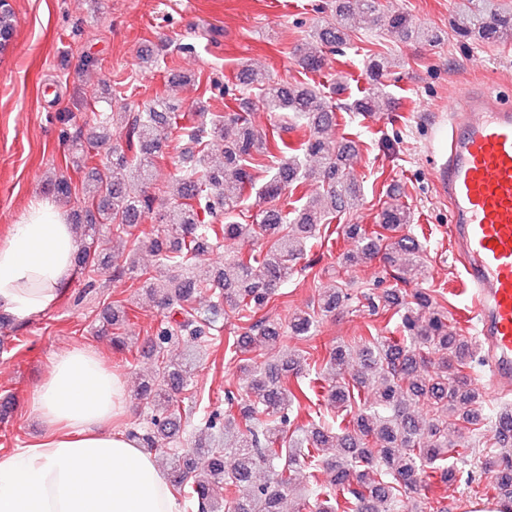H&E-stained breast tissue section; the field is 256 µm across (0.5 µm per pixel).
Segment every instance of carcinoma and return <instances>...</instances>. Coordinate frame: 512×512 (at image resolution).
<instances>
[{
    "instance_id": "obj_1",
    "label": "carcinoma",
    "mask_w": 512,
    "mask_h": 512,
    "mask_svg": "<svg viewBox=\"0 0 512 512\" xmlns=\"http://www.w3.org/2000/svg\"><path fill=\"white\" fill-rule=\"evenodd\" d=\"M12 9L8 0H0V51L13 34ZM380 25L391 33L420 41L434 39L432 31L413 24L408 14L380 12V0H337L334 13L318 23L305 41L294 47L302 68L322 70L327 52L351 45L356 25L361 21ZM457 37L482 43L512 40V7L497 0H467L454 22ZM395 66L382 53H371L366 60L368 87L335 103L317 86L282 85L251 65H240L237 80L262 95V107L292 121L290 128L307 130L293 144L276 142L278 155L271 152L270 138L255 129L251 113L211 112L207 101L198 99L192 112L174 111L167 99H159L142 112L123 110L112 113V124L125 130L127 147L139 151L128 155L112 151V165L92 168L85 196L95 211L88 213L80 228L79 245L74 257L78 272L103 266L107 261L123 260L117 273L142 283V289L174 318L155 330L150 352L164 349L188 336L198 340L218 327L223 307L255 313L265 308L277 287L294 273V261L315 239L317 227L330 224L337 215L356 205L361 185L351 165V147L324 138L336 125V112L352 117H371L390 107L385 79ZM178 126L186 142L198 148L199 166L179 172L175 179V202L159 214L165 225L163 239L151 242L157 267H178L186 273L173 275L158 283L155 276L138 265V245L131 243L126 254H103L99 241L103 230H112V241H127L133 228L153 212L155 197L148 193L152 184L155 154L166 127ZM221 145L224 162L206 163V148ZM322 159L321 166L308 168L309 157ZM265 170L268 179L258 184L255 170ZM313 183L320 192L307 197L299 208L285 212L265 209L253 224L241 223L242 205L253 192L258 199L274 201L289 187ZM377 223L385 230L399 232L413 223L410 208L394 199L384 203ZM348 237L356 242V252L348 262H370L378 255L389 262L403 257L400 279L410 283L423 272V249L415 238L402 235L383 247L375 231L360 224L345 226ZM269 239L267 250L224 257V267L209 278L187 273L200 252L224 238L250 242ZM206 289L216 301L205 307L193 306L196 294ZM348 298L338 286L320 298L319 309L330 313ZM384 301L400 305L399 327L402 336H369L357 350L339 345L329 353L315 380L328 375L325 397L339 417L352 416V430L339 437L332 428L311 424L291 428V406L296 394L283 379L285 374H300L301 360L291 355L280 364L262 367L246 364L241 369L251 375L249 393L244 398L229 391L227 409L215 410L206 420L210 442L197 443L185 453H172L166 477L178 490L188 507L197 512H281L285 492H297L312 499L315 512H335L337 493L345 495L350 512H431L426 498L412 493L424 478L440 473L443 481L456 478L457 469L448 461L465 460L476 450L474 437L481 415L475 405L477 392L470 388L465 368L475 356L471 341L457 333L448 316L435 309L424 291L411 300H400L390 289ZM314 316L308 312L293 314L286 330L261 318L241 336L225 340L227 351L246 354L262 344L276 347L286 335L308 337ZM192 361L161 362L156 380L141 387L140 397L151 410L153 429L135 430L128 436L150 451L165 447L178 431L181 403L177 394L190 380ZM374 390L373 397L362 398V390ZM424 405L429 417L414 413ZM274 417L263 429L254 427L250 418L258 411ZM453 427L461 442H448V427ZM233 464L226 467L224 456ZM496 466L497 497L512 504V450L502 446ZM265 468L263 481L256 470ZM326 468L332 473L330 484L318 482L316 472ZM227 491L219 498L217 489Z\"/></svg>"
}]
</instances>
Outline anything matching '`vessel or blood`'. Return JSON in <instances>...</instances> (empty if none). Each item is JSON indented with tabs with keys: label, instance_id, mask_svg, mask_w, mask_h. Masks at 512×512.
<instances>
[{
	"label": "vessel or blood",
	"instance_id": "1",
	"mask_svg": "<svg viewBox=\"0 0 512 512\" xmlns=\"http://www.w3.org/2000/svg\"><path fill=\"white\" fill-rule=\"evenodd\" d=\"M439 188L452 208L448 242L495 386L512 387V108L465 91L445 132Z\"/></svg>",
	"mask_w": 512,
	"mask_h": 512
}]
</instances>
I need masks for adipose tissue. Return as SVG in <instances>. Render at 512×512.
<instances>
[{
	"label": "adipose tissue",
	"mask_w": 512,
	"mask_h": 512,
	"mask_svg": "<svg viewBox=\"0 0 512 512\" xmlns=\"http://www.w3.org/2000/svg\"><path fill=\"white\" fill-rule=\"evenodd\" d=\"M76 250L62 209L32 206L0 242V310L31 319L53 307ZM126 402L99 354H57L30 399L41 437L0 459V512H179L154 453L112 428Z\"/></svg>",
	"instance_id": "obj_1"
}]
</instances>
